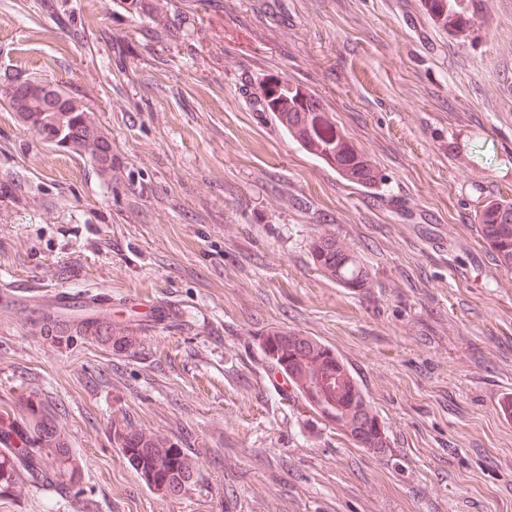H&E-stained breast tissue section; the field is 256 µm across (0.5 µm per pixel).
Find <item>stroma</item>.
<instances>
[{
  "label": "stroma",
  "mask_w": 512,
  "mask_h": 512,
  "mask_svg": "<svg viewBox=\"0 0 512 512\" xmlns=\"http://www.w3.org/2000/svg\"><path fill=\"white\" fill-rule=\"evenodd\" d=\"M82 97L111 183L0 96V408L48 402L82 469L18 481L0 512H512V270L478 233L512 200V0L467 39L424 0H0V88ZM329 112L373 169L353 183L268 112L270 79ZM333 234L370 272L312 263ZM46 288L105 293L123 345L35 330ZM318 338L389 446L358 448L283 388L261 342ZM127 416L197 461L147 488Z\"/></svg>",
  "instance_id": "1"
}]
</instances>
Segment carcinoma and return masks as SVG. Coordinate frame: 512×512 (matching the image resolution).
Listing matches in <instances>:
<instances>
[{"label": "carcinoma", "mask_w": 512, "mask_h": 512, "mask_svg": "<svg viewBox=\"0 0 512 512\" xmlns=\"http://www.w3.org/2000/svg\"><path fill=\"white\" fill-rule=\"evenodd\" d=\"M427 5L449 31L462 34L475 22L481 0H427ZM40 88L38 81L17 79L7 84L3 94L11 109L43 139L64 131V149L89 156L100 179L112 183V142L95 124L88 104L57 87V103L51 105L39 94ZM276 116L293 140L350 179L364 181L344 154L343 138L329 113L316 101L307 97L288 116L279 112ZM479 231L498 264L512 270V202L484 209ZM312 260L317 270L345 288H363L370 279L368 270L333 235L315 243ZM76 326L82 335L95 339H110L114 332L112 321L92 316ZM262 348L271 366L287 377L306 405L356 447L377 451L388 446L384 426L330 347L311 336L275 332L263 338ZM112 438L147 486L176 495L192 482L195 461L175 444L143 435L125 418L112 423ZM21 478L65 497L75 495L80 480L79 466L38 398H19L0 416V495L10 494Z\"/></svg>", "instance_id": "obj_1"}]
</instances>
